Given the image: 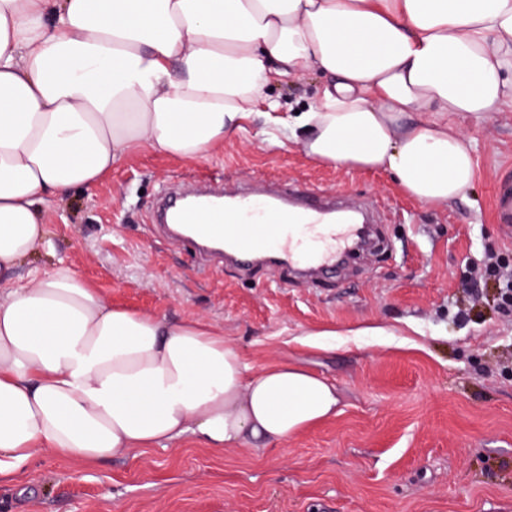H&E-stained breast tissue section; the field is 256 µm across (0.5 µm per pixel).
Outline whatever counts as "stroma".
Masks as SVG:
<instances>
[{
    "instance_id": "stroma-1",
    "label": "stroma",
    "mask_w": 512,
    "mask_h": 512,
    "mask_svg": "<svg viewBox=\"0 0 512 512\" xmlns=\"http://www.w3.org/2000/svg\"><path fill=\"white\" fill-rule=\"evenodd\" d=\"M326 79L308 73L267 92L308 109ZM477 159L466 198L430 208L391 176L322 165L272 140L254 114L209 159L133 150L97 186L49 202L52 249L103 299L175 320L201 315L255 370L288 361L336 388L335 416L267 448L189 440L91 466L37 451L26 490L0 481V512H512V312L488 280L470 297L466 269L512 239L494 221L497 176L512 168V107L456 113ZM215 174L308 186L354 204L376 200L384 248L312 288L287 268L251 273L196 256L153 222L159 193Z\"/></svg>"
}]
</instances>
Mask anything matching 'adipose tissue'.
Listing matches in <instances>:
<instances>
[{"label": "adipose tissue", "instance_id": "obj_1", "mask_svg": "<svg viewBox=\"0 0 512 512\" xmlns=\"http://www.w3.org/2000/svg\"><path fill=\"white\" fill-rule=\"evenodd\" d=\"M311 71L328 83L308 111L267 101ZM262 103L313 161L446 206L476 177L449 113L512 104V0H0V480L39 448L267 446L335 415L332 384L250 369L204 318L108 304L62 263L16 274L47 201L135 148L207 159Z\"/></svg>", "mask_w": 512, "mask_h": 512}]
</instances>
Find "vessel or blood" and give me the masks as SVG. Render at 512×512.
Returning <instances> with one entry per match:
<instances>
[{
	"label": "vessel or blood",
	"mask_w": 512,
	"mask_h": 512,
	"mask_svg": "<svg viewBox=\"0 0 512 512\" xmlns=\"http://www.w3.org/2000/svg\"><path fill=\"white\" fill-rule=\"evenodd\" d=\"M358 207H336L324 195L292 186L227 194L208 186L187 193L185 202L163 208L158 220L175 239L216 254L241 269L278 253L289 268L315 275L335 271L340 258L358 241ZM494 217L504 237L512 238V177L503 176L493 195Z\"/></svg>",
	"instance_id": "1"
}]
</instances>
